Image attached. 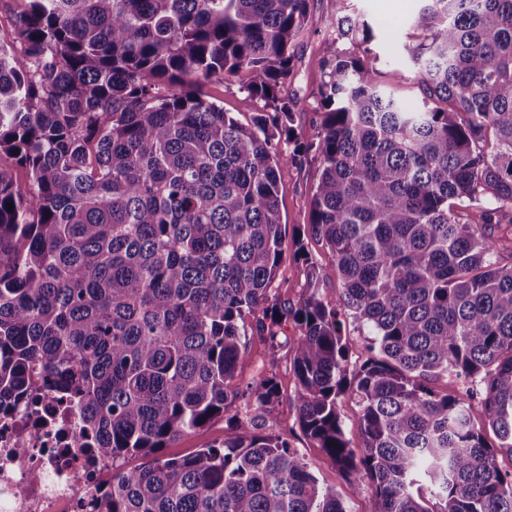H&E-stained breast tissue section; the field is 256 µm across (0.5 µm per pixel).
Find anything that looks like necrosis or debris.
Segmentation results:
<instances>
[{
	"label": "necrosis or debris",
	"mask_w": 512,
	"mask_h": 512,
	"mask_svg": "<svg viewBox=\"0 0 512 512\" xmlns=\"http://www.w3.org/2000/svg\"><path fill=\"white\" fill-rule=\"evenodd\" d=\"M85 444L79 405L52 391L0 412V512H103L112 462Z\"/></svg>",
	"instance_id": "obj_1"
}]
</instances>
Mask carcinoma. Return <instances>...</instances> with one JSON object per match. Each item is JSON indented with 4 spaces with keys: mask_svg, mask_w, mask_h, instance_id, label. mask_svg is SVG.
Listing matches in <instances>:
<instances>
[{
    "mask_svg": "<svg viewBox=\"0 0 512 512\" xmlns=\"http://www.w3.org/2000/svg\"><path fill=\"white\" fill-rule=\"evenodd\" d=\"M326 28L322 129L295 132L279 95L309 0H27L0 45V409L42 380L78 398L112 458L106 512H347L284 434L229 418L224 439L161 449L278 400L276 378L231 388L244 316L292 320L305 436L369 484L373 512H512L476 421L512 455V0H424L407 47L417 102L382 91L371 41ZM245 76L252 125L181 88ZM316 155L310 226L341 288L312 270L295 304L265 305L284 258L279 169ZM468 201L471 223L457 210ZM13 208H8V205ZM369 330L348 370L341 313ZM462 390L436 391L441 378ZM351 392L361 444L337 408ZM145 462L123 469L127 457ZM237 414L239 417H252L255 415L253 408H246L242 402H235L231 405L224 416L214 419L208 426L200 431L189 433L173 443L170 448H164L162 453L167 457L185 455L195 451L197 448H203L213 442L224 438V427L227 418Z\"/></svg>",
    "mask_w": 512,
    "mask_h": 512,
    "instance_id": "carcinoma-1",
    "label": "carcinoma"
}]
</instances>
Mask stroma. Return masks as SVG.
<instances>
[{
	"label": "stroma",
	"mask_w": 512,
	"mask_h": 512,
	"mask_svg": "<svg viewBox=\"0 0 512 512\" xmlns=\"http://www.w3.org/2000/svg\"><path fill=\"white\" fill-rule=\"evenodd\" d=\"M421 8L420 0H347V12L366 21L373 29L371 44L379 60L377 82L391 94L403 99H418L419 91L410 81L411 65L406 48L415 40L410 24ZM336 12V0H311L309 37L299 41L294 49V70L280 88L282 96L302 99L305 106L295 116L294 125L305 137L320 131L324 115L319 110L322 81L321 60L324 56L326 23ZM186 87L209 97L225 112L243 124H250L261 111V100L252 98L243 88L242 76H214L207 80L187 78ZM319 158H310L301 167L281 166L279 170V209L284 241V260L279 266L269 293L273 303L297 302L307 288L309 271H316L326 296H335L341 286L335 260L327 247L313 235L310 227V202L321 174ZM303 248L304 257H295L296 248ZM247 334L242 339L245 357L238 368L239 383H247L266 375L275 376L280 397L267 407L263 417L273 431L288 433L291 442L308 462L313 473L324 485L336 488L345 500L348 512H372L371 487L353 493L348 489L344 474L320 449L311 446L298 423L297 380L294 375L290 348L297 331L293 323L277 326L276 338L258 331L257 319L245 318Z\"/></svg>",
	"instance_id": "obj_1"
}]
</instances>
